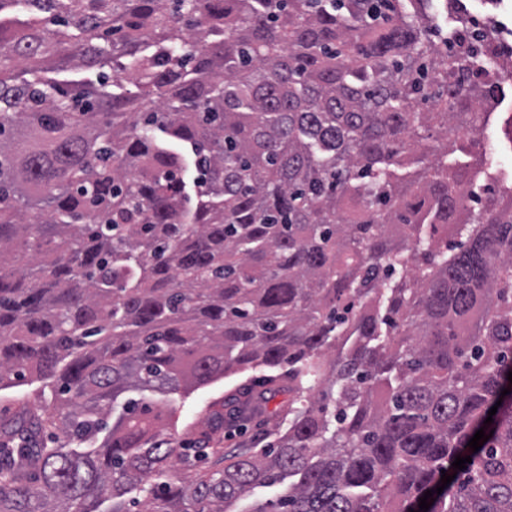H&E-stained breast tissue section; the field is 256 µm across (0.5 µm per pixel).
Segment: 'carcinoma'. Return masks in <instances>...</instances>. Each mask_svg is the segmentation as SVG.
Here are the masks:
<instances>
[{"label":"carcinoma","instance_id":"1","mask_svg":"<svg viewBox=\"0 0 512 512\" xmlns=\"http://www.w3.org/2000/svg\"><path fill=\"white\" fill-rule=\"evenodd\" d=\"M429 3L0 0V512H512V175ZM234 376L187 446L146 396ZM40 385V382L35 381L30 386L17 388L8 394L1 392L0 421L19 416L27 403H30L29 406H31Z\"/></svg>","mask_w":512,"mask_h":512}]
</instances>
